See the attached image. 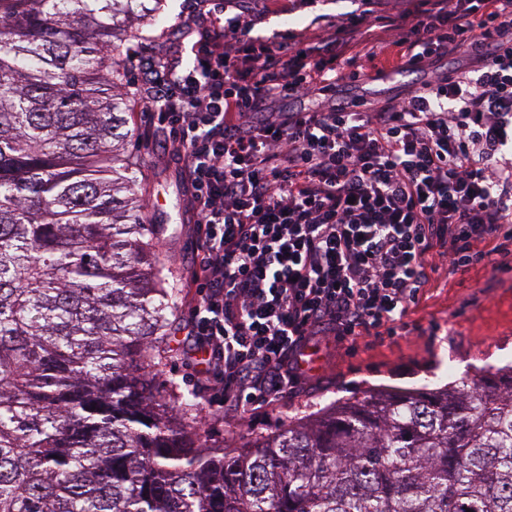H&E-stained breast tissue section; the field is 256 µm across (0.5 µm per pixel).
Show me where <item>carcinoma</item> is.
I'll list each match as a JSON object with an SVG mask.
<instances>
[{
  "instance_id": "obj_1",
  "label": "carcinoma",
  "mask_w": 512,
  "mask_h": 512,
  "mask_svg": "<svg viewBox=\"0 0 512 512\" xmlns=\"http://www.w3.org/2000/svg\"><path fill=\"white\" fill-rule=\"evenodd\" d=\"M163 2L0 0V512H512V365L233 449L157 381L178 294L115 52Z\"/></svg>"
}]
</instances>
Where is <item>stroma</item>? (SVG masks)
<instances>
[{
  "instance_id": "35a3bbf8",
  "label": "stroma",
  "mask_w": 512,
  "mask_h": 512,
  "mask_svg": "<svg viewBox=\"0 0 512 512\" xmlns=\"http://www.w3.org/2000/svg\"><path fill=\"white\" fill-rule=\"evenodd\" d=\"M194 0H166L164 18L158 24L159 39L140 50V57L159 53L179 54L190 62L192 41L182 35L177 18L191 17ZM358 0H318L306 8L296 0H267L263 20L255 33L269 37L309 30L319 31L322 18L349 15ZM423 79L406 72L359 88L339 86L336 97L358 100L367 110L377 100L407 94ZM130 127L133 138L128 154L141 163L146 182L144 201L152 223L164 225L157 255L169 287L179 294L176 338H183L192 319L196 288L191 284L195 239L193 217L186 205V190L179 169L163 147V136L137 138V131L151 128L153 117L144 112L138 97H131ZM406 326L392 336H365L357 343H338L327 356L324 373L305 378L295 392L271 406L253 411L240 422L226 420L222 409L209 404L198 384L196 368L176 348H169L160 380H175L182 392L195 394L199 404L197 422L213 444H246L260 436L287 427L297 417L338 397H355L376 386L411 387L425 382L448 383L449 372L457 376L474 373L512 361V269L491 271L475 266L449 273L433 281L405 318Z\"/></svg>"
}]
</instances>
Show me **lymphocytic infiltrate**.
I'll return each mask as SVG.
<instances>
[{
  "label": "lymphocytic infiltrate",
  "mask_w": 512,
  "mask_h": 512,
  "mask_svg": "<svg viewBox=\"0 0 512 512\" xmlns=\"http://www.w3.org/2000/svg\"><path fill=\"white\" fill-rule=\"evenodd\" d=\"M377 2L264 40L263 0H197L191 67L140 64L136 92L195 209L186 353L223 372L233 416L296 388L305 347L393 335L448 271L512 264V0ZM348 49L365 66L340 67ZM453 59L367 111L336 100Z\"/></svg>",
  "instance_id": "1"
}]
</instances>
